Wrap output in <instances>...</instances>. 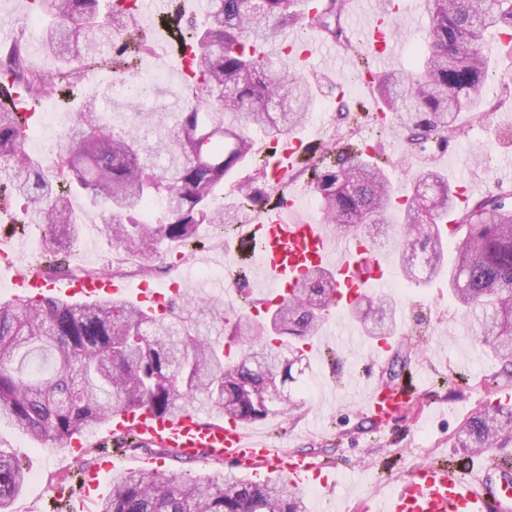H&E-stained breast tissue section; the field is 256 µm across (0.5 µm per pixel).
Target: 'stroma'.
<instances>
[{
  "label": "stroma",
  "instance_id": "obj_1",
  "mask_svg": "<svg viewBox=\"0 0 512 512\" xmlns=\"http://www.w3.org/2000/svg\"><path fill=\"white\" fill-rule=\"evenodd\" d=\"M167 17L153 15L148 25L162 35V51L142 58L139 70L156 69L164 80L148 96L139 98L143 112H172L185 86L176 76L179 63L177 47L165 32ZM488 41L494 63L489 71L488 91L481 101L493 100L497 106L474 115L460 113L459 132L447 146L428 142L424 151L414 152L398 131L379 126L375 119L379 104L372 89L351 90L348 68L329 70L319 62L298 67L280 53L279 39H272L270 52L290 71H300L313 85L315 105L308 121L297 127L307 151L305 160L314 163L323 156H345L348 145L367 141L372 157L389 158L387 171L393 187L410 186L413 177L427 167L447 176L451 187L470 180L485 191L512 192V83L506 74L512 70V54L501 45L497 34ZM97 97L103 111L112 115L116 129L129 128L134 117L126 111L128 96L114 86L110 77L89 74L78 88L45 94L37 110L40 114L58 113L60 127H67L79 99ZM72 203L83 223L79 242L71 257L75 265L101 267L106 278L122 280L131 286L148 285L167 289L179 282L181 291L197 294L198 283L183 279L185 267L205 266L206 256L222 248V238L208 224L201 225L197 238L189 246L169 250L152 275L140 272L135 261L119 268L106 264L112 246L102 231L104 216L91 208L81 193H74ZM394 287L371 289V296L390 299L399 320V328L390 342L392 352L414 349L409 368L424 378L422 400L429 408L423 414H405L394 422L378 427L357 408V400L347 393H336L326 383L327 366L314 351L300 377L304 404L292 416H271L252 423L256 432L270 433L276 444L288 453L314 456L319 461L336 464L346 483L341 490L344 512H365L367 489L381 492L398 485L414 466L437 457L467 458L473 472L487 464L483 453L462 455L457 439L472 413L484 399L489 383H497L496 398L512 407V380L504 365L475 335L463 319L448 290V275L440 273L428 282L416 284L403 279L399 269H392ZM0 449L22 460L32 477L13 503V512H94V502L72 495L60 501L57 488L77 485L85 458L72 454L61 445H38L9 427L0 428Z\"/></svg>",
  "mask_w": 512,
  "mask_h": 512
}]
</instances>
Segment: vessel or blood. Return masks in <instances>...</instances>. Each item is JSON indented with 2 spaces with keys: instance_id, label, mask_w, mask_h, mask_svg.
<instances>
[{
  "instance_id": "1",
  "label": "vessel or blood",
  "mask_w": 512,
  "mask_h": 512,
  "mask_svg": "<svg viewBox=\"0 0 512 512\" xmlns=\"http://www.w3.org/2000/svg\"><path fill=\"white\" fill-rule=\"evenodd\" d=\"M354 35L364 53L374 62H387L397 53L388 14L373 10ZM327 42L318 35L293 37L288 54L302 62H311L326 50ZM303 142L285 136L278 165L287 171L303 157ZM298 193L284 195L278 206L263 210L253 220L240 225L233 253L224 257V268L233 286L225 290L226 303L239 301L241 294L257 295L261 310L279 305L291 295L306 273L327 267L336 274L339 295L335 312L390 279L388 264L375 250L356 236L335 234L325 221L302 216ZM66 295L96 297L124 294L123 282H66ZM420 389L419 380L409 384H365L360 392L363 409L377 425H385L410 405ZM112 430L124 435L135 433L140 442L162 448H175L187 457L206 456L233 462L253 476L281 473L299 488L319 486L333 494L335 481L329 469L314 458L281 451L267 438L250 436L244 425L234 419L201 422L197 411L160 417L143 408L121 411L112 416ZM369 512H512V461L500 459L497 469H484L477 476L468 475L452 461H441L410 470L401 485L389 495L369 498Z\"/></svg>"
}]
</instances>
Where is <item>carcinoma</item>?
Here are the masks:
<instances>
[{
  "instance_id": "cac0c4a2",
  "label": "carcinoma",
  "mask_w": 512,
  "mask_h": 512,
  "mask_svg": "<svg viewBox=\"0 0 512 512\" xmlns=\"http://www.w3.org/2000/svg\"><path fill=\"white\" fill-rule=\"evenodd\" d=\"M307 0H205L202 25L177 27L180 43L199 48L190 86L178 111L139 112V130L113 131L97 100H85L61 134L52 160L26 149L31 126L17 111L13 93L37 99L49 89H74L94 71H132L152 53L131 9L100 11L99 0H31L30 14L47 19L42 49L55 55L52 70L28 64V41L20 34L0 44V210L15 200L46 226L48 267L71 276L68 255L80 222L71 195L83 190L101 207L104 231L115 248L150 274L167 249L190 243L210 224L228 232L237 213L224 210L219 187L239 180L243 205L269 197L255 185L267 182V165L251 158L249 130L279 139L309 118L313 102L307 79L280 67L267 45L276 31L303 22ZM337 0L308 19L324 37L342 36ZM425 50L409 72H386L375 90L383 110L409 143L446 142L457 116L470 108L490 69L486 34L509 36L512 0H425ZM363 148L341 164L316 167L311 185L331 223L368 243L390 230L402 213L399 269L410 280L423 266L442 270L448 240L456 254L448 285L464 316L510 366L512 378V197L489 194L455 214L459 232L441 237L454 190L448 179L422 171L398 201L385 167L363 159ZM166 201L167 221L146 220L148 205ZM335 278L312 269L297 292L267 313L228 307L221 298H181V315L158 314L123 299L102 297L71 303L27 296L0 303V424L37 444L63 445L112 420L116 410L148 408L172 415L198 405L243 424L301 408L284 391L255 402L276 381H296L294 362L305 359L306 340L326 322ZM372 336H393L391 303L364 295L348 309ZM49 356L53 371L37 376L34 355ZM512 425V411L487 400L467 422L462 447H492ZM28 480L20 460L0 450V512ZM98 512H308L303 492L273 477L246 481L233 471L184 481L140 469L112 477Z\"/></svg>"
}]
</instances>
